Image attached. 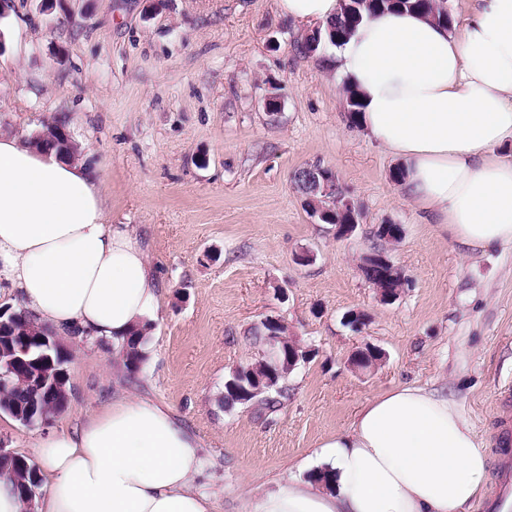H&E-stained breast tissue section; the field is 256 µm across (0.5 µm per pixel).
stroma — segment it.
<instances>
[{"mask_svg": "<svg viewBox=\"0 0 512 512\" xmlns=\"http://www.w3.org/2000/svg\"><path fill=\"white\" fill-rule=\"evenodd\" d=\"M304 31L276 0H13L0 18V134L27 139L64 117L163 295L135 376L111 341L64 336L67 408L34 427L0 412L1 450L31 457L113 397H146L199 439L193 490L244 512L248 496L308 478L321 441L363 403L409 384L456 402L495 481L498 424L512 417L496 401L512 386V244L464 257L419 218L391 178L399 160L349 120L326 52L298 50ZM310 165L358 205L350 237L307 212L291 177ZM380 224L401 225L389 255L409 280L387 305L358 268ZM267 316L313 355L276 412L224 409V381L259 358L247 332ZM368 344L382 362L352 367Z\"/></svg>", "mask_w": 512, "mask_h": 512, "instance_id": "obj_1", "label": "stroma"}]
</instances>
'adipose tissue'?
I'll return each instance as SVG.
<instances>
[{
  "mask_svg": "<svg viewBox=\"0 0 512 512\" xmlns=\"http://www.w3.org/2000/svg\"><path fill=\"white\" fill-rule=\"evenodd\" d=\"M453 31L410 11L364 21L329 64L354 92L364 133L403 164L423 218L466 254L512 243V0H465ZM326 24L339 0H276ZM0 282L53 332L79 327L121 345L150 328L160 284L128 227L111 223L82 162L0 135ZM327 486L297 479L247 512H470L487 456L447 396L415 385L368 401L323 440ZM30 464L46 480L36 512H214L191 490L198 441L155 401L121 395L77 429L44 440Z\"/></svg>",
  "mask_w": 512,
  "mask_h": 512,
  "instance_id": "ef3b65f1",
  "label": "adipose tissue"
}]
</instances>
